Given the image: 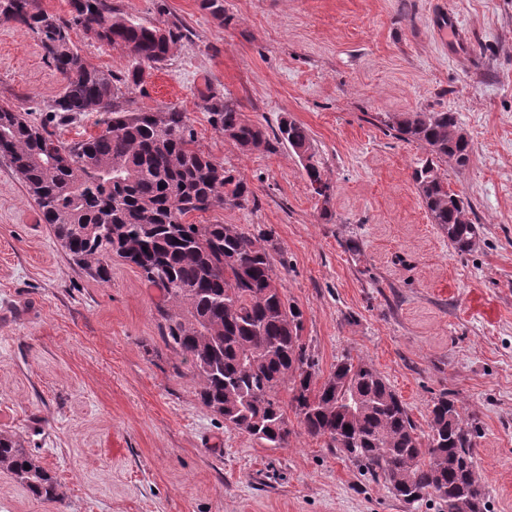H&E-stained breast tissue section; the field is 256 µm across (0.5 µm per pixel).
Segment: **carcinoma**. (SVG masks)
Wrapping results in <instances>:
<instances>
[{"label": "carcinoma", "mask_w": 512, "mask_h": 512, "mask_svg": "<svg viewBox=\"0 0 512 512\" xmlns=\"http://www.w3.org/2000/svg\"><path fill=\"white\" fill-rule=\"evenodd\" d=\"M68 4L69 17L61 18L40 0H0V21L36 34L59 74L53 117L63 123L94 112L98 131L64 141L3 100L0 157L69 260L108 283L115 255L160 290L162 337L189 365L200 402L224 426L286 448L290 409L301 433L357 463L394 499L411 506L432 496L440 512H489L477 463L479 426L457 399L443 392L433 400L428 432L421 435L406 405L364 358L347 355L318 381L302 341L303 314L276 283L270 240L236 224L186 221L195 212L245 207L256 199L247 182L197 146L186 113L172 106L133 109L121 101L117 83L139 85L145 69L167 60L181 30L121 15L112 0ZM75 30L122 50L129 62L124 79L89 67L71 37ZM201 99L213 128L239 150L286 143L302 159L315 192L330 189L303 125L285 117L269 133L245 120L233 99L210 89ZM392 129L428 153L412 179L432 223L456 253L471 251L479 227L465 216L470 204L439 170L444 159L459 171L472 162V144L455 113L408 112ZM0 470L36 498L60 501L55 478L6 432H0Z\"/></svg>", "instance_id": "obj_1"}]
</instances>
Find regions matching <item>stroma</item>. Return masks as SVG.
Masks as SVG:
<instances>
[{"mask_svg":"<svg viewBox=\"0 0 512 512\" xmlns=\"http://www.w3.org/2000/svg\"><path fill=\"white\" fill-rule=\"evenodd\" d=\"M183 37L126 99L187 112L197 144L256 201L190 216L270 235L275 272L303 313L321 375L361 356L418 430L446 392L476 417L491 512H512V0H112ZM453 13L473 55L453 50ZM85 62L123 76L125 54L74 31ZM60 77L37 37L0 22V100L45 122ZM235 100L265 129L305 126L331 186L315 193L284 144L245 153L200 94ZM451 111L470 167L440 165L480 228L457 254L411 178L426 151L388 125ZM160 292L112 261L103 284L75 266L18 176L0 162V432L17 435L63 499L0 472V512H436L408 506L323 441L271 448L205 408L159 327Z\"/></svg>","mask_w":512,"mask_h":512,"instance_id":"35a3bbf8","label":"stroma"}]
</instances>
